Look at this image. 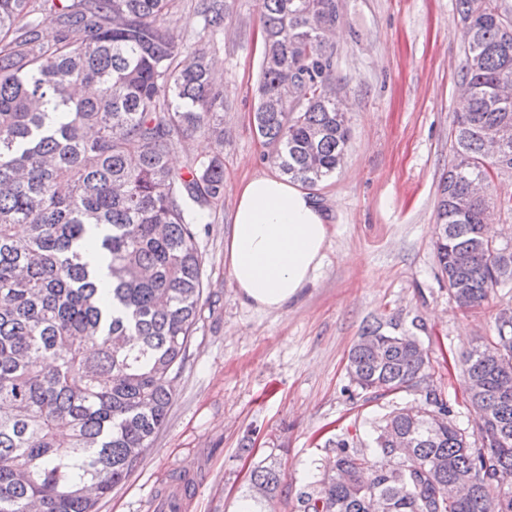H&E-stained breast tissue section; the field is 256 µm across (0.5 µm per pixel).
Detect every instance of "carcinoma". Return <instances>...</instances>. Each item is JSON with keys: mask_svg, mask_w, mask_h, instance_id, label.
<instances>
[{"mask_svg": "<svg viewBox=\"0 0 512 512\" xmlns=\"http://www.w3.org/2000/svg\"><path fill=\"white\" fill-rule=\"evenodd\" d=\"M171 0H0V512H98L99 501L166 422L203 297L196 225L224 193L217 151L187 170L169 156L189 135L224 140V86L213 55L170 34ZM264 51L254 130L292 181L331 177L349 140L325 36L340 0H262ZM227 0H198L215 34ZM469 29L467 110L450 135L435 254L462 309L512 283V245L486 236V213L512 193L470 186L512 174V9L455 0ZM53 41L43 39L46 25ZM292 99L293 110L283 107ZM58 117L47 121L48 113ZM508 140L487 154L485 131ZM26 227L23 236L17 226ZM462 360L480 445L451 418L414 334L364 327L348 355L352 385L394 408L369 440L329 439L336 472L298 497L300 512H512V313ZM282 473L260 463L244 501L267 512Z\"/></svg>", "mask_w": 512, "mask_h": 512, "instance_id": "1", "label": "carcinoma"}]
</instances>
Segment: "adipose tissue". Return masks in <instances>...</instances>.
<instances>
[{"mask_svg":"<svg viewBox=\"0 0 512 512\" xmlns=\"http://www.w3.org/2000/svg\"><path fill=\"white\" fill-rule=\"evenodd\" d=\"M328 239L314 194L279 174H254L236 188L225 247L231 283L245 303L282 310L313 280Z\"/></svg>","mask_w":512,"mask_h":512,"instance_id":"1","label":"adipose tissue"}]
</instances>
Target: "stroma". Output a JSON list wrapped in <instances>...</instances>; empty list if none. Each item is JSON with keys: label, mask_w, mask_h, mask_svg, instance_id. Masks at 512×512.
Masks as SVG:
<instances>
[{"label": "stroma", "mask_w": 512, "mask_h": 512, "mask_svg": "<svg viewBox=\"0 0 512 512\" xmlns=\"http://www.w3.org/2000/svg\"><path fill=\"white\" fill-rule=\"evenodd\" d=\"M194 4L173 0L169 25L178 44L216 48L224 195L199 227L202 307L166 423L99 512H169L158 492H180L171 480L178 473L195 480L184 512H238L251 469L267 458L283 474L271 512H298L299 492L333 457L329 437L367 436L393 405L423 401L413 392L350 400L347 357L364 325L393 319L418 336L435 386L469 429L475 415L463 403L462 358L495 336L499 311L512 308L510 284L461 311L434 254L438 185L453 121L465 109L457 15L453 0H342L330 42L351 136L342 168L313 189L329 218L325 258L296 299L267 311L241 300L224 261L237 183L273 168L253 127L262 2L231 0L215 36L203 31Z\"/></svg>", "instance_id": "1"}]
</instances>
